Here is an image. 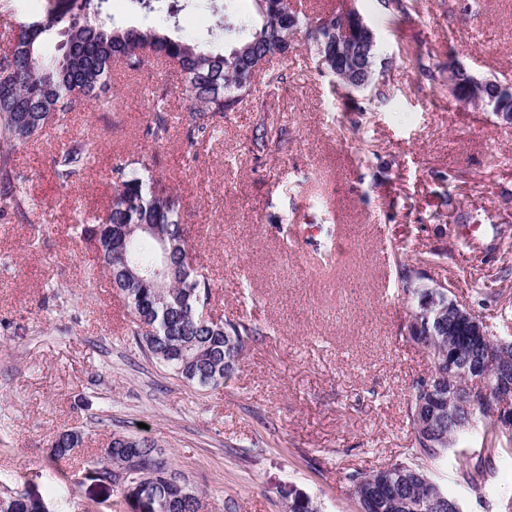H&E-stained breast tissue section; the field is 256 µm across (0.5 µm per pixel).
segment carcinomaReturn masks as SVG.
I'll list each match as a JSON object with an SVG mask.
<instances>
[{"mask_svg":"<svg viewBox=\"0 0 512 512\" xmlns=\"http://www.w3.org/2000/svg\"><path fill=\"white\" fill-rule=\"evenodd\" d=\"M396 19L404 20L414 10L413 0H379ZM104 0H53L47 10L15 26L9 47L0 56V215L25 210L27 192L15 171L13 147L41 135L47 128L62 127L78 105L99 101L110 90L112 66L120 61L129 70L140 69L149 53L177 65L185 95L190 101L194 127L210 129L215 116L237 112L253 95L257 77L271 85L283 74L267 67L272 60L288 59L303 37L313 47L321 71L332 76L348 92L369 90L378 100L386 98L387 83L377 69L378 44L365 47L358 38L336 41L341 21L336 11L312 16L291 10L286 0H254L255 15L224 17V50L205 48L197 40L170 35L159 29L116 26L101 19ZM55 33L63 37L60 54L45 56L41 40ZM421 52L410 62L433 83L445 80L451 66L430 63ZM451 95L464 104L487 112L512 113V97L500 87L508 80L497 76L474 78L467 70L454 72ZM165 101L154 105L146 137L159 144L168 137ZM92 157L86 143L75 141L56 160L59 179L67 183L80 175ZM157 161L128 158L113 168L115 195L110 211L101 222L84 229L116 288L127 301L146 356L172 370L184 382L217 387L235 375L241 356L258 335L257 328L239 322H215L197 316V296L210 297L211 283L202 266L193 264L186 231L182 225L179 197L160 188L153 176ZM126 224H155L173 248L174 269L168 288L160 291L145 278L158 266L161 249L157 237L137 234L127 239ZM422 259L396 262V288L411 304L410 317L421 312L428 289L411 279ZM438 298L432 321L446 329L430 333L414 323L407 326V339L429 361L434 376L447 375L442 398L448 415L427 436L418 429L425 394L416 382L407 402V419L413 433L415 453L409 461L396 462L376 473L351 475L357 512H461L432 476V467L457 448L462 457L460 477L474 492L482 489V465L471 463L459 439L470 420L486 421V449H495L505 437L512 441V428L496 416L498 406L512 404V374L501 370L512 366V345L492 336H471L460 323H448V303ZM81 433L64 430L52 441L51 457L63 459L81 443ZM147 441L125 436L104 449L106 464L96 469L98 479L112 480L143 452ZM153 512H197L200 497L189 488L157 478L151 482ZM0 512H59L56 496L30 498L22 491L0 495Z\"/></svg>","mask_w":512,"mask_h":512,"instance_id":"cac0c4a2","label":"carcinoma"}]
</instances>
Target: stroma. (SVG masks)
<instances>
[{
	"mask_svg": "<svg viewBox=\"0 0 512 512\" xmlns=\"http://www.w3.org/2000/svg\"><path fill=\"white\" fill-rule=\"evenodd\" d=\"M179 34L223 47V15H249L252 0H180ZM374 30L390 88L344 101L307 45L282 63L276 87L258 85L242 111L198 134L172 69L115 71L105 102L78 106L67 126L17 148L25 215L0 216V494H45L67 512H128L123 489L96 481L112 436L148 439L207 505V512H288V489L321 512H357L350 480L408 458L406 400L428 376L405 337L407 302L396 260L418 255L430 278L482 316L490 334L512 337V126L457 102L411 65L414 50L455 57L475 76L512 69V0H416L411 19L378 0H353ZM166 6L106 0L118 26L160 25ZM167 92L170 138L144 135L155 95ZM364 113L346 111V104ZM282 137L254 143L262 112ZM93 147L87 170L62 184L55 160L68 143ZM157 156L156 176L183 199L196 262L213 294L205 313L243 321L259 334L232 380L185 385L148 358L123 298L81 235L112 205L113 168L128 155ZM443 174L450 183H440ZM334 216L335 268L311 264L316 226ZM300 225L284 247L279 223ZM498 304H486L487 295ZM483 421L465 436L486 457L480 493L459 482L449 458L439 473L462 512L512 507V442L483 451ZM63 429L83 443L54 462Z\"/></svg>",
	"mask_w": 512,
	"mask_h": 512,
	"instance_id": "obj_1",
	"label": "stroma"
}]
</instances>
